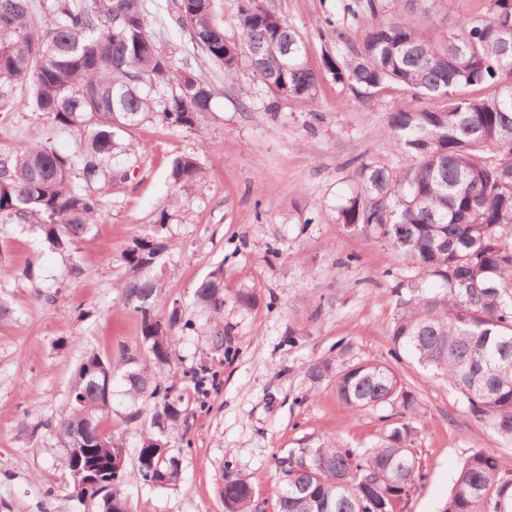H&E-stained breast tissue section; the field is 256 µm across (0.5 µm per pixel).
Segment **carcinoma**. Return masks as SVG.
<instances>
[{
    "mask_svg": "<svg viewBox=\"0 0 512 512\" xmlns=\"http://www.w3.org/2000/svg\"><path fill=\"white\" fill-rule=\"evenodd\" d=\"M421 21L400 14L362 36L325 68L363 96L398 86L411 101L391 114L399 164L363 162L362 192L339 210L343 229L391 245L415 273L397 301L389 330L392 354L405 355L442 378L473 418L512 440V0H485L483 15L452 25L418 0ZM175 23L228 73L246 62L277 97L316 102L319 76L305 59L302 35L256 0L238 10L245 56L213 20V0H178ZM0 82L22 86L18 107L48 116L63 130L84 134L77 153L39 145L0 151V222L33 224L66 251L89 236L105 206L97 185L112 180V159L129 154L123 132L145 118L193 130L211 111L214 89L163 53L148 31L146 0H0ZM206 172L194 155L176 158L170 179L196 187ZM165 249L157 238H136L122 252L118 296L140 315L141 349L122 350L123 370L103 359L97 377L80 365L67 407L54 431L70 469L100 468L116 478L112 496L95 485H72L77 498L102 512H132L113 463L122 437L100 426L118 415L141 434L136 468L141 480L168 488L180 480L168 428L176 425L200 366L176 388L161 376L170 366L173 337L155 314L164 280L147 277ZM224 264L194 291L199 323L173 307L169 326L224 346ZM313 384L329 380L352 411L389 407L396 420L371 448L322 442L288 455L275 486V512H400L420 478L413 448L416 399L385 362L345 361V351L311 364ZM225 512H252L245 476L224 482ZM443 512H512V474L483 450L459 467Z\"/></svg>",
    "mask_w": 512,
    "mask_h": 512,
    "instance_id": "carcinoma-1",
    "label": "carcinoma"
}]
</instances>
